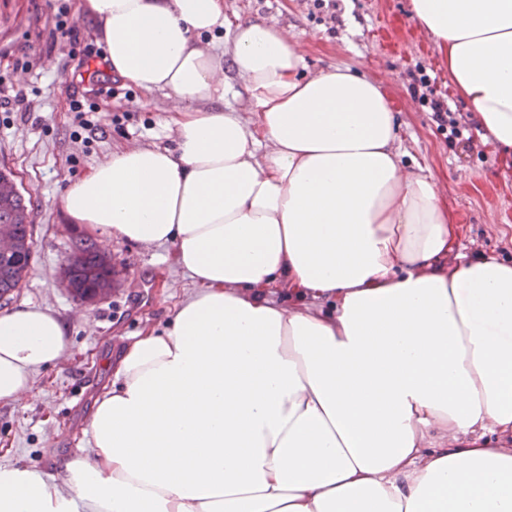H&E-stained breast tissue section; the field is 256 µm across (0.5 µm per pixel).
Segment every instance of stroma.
I'll use <instances>...</instances> for the list:
<instances>
[{
	"label": "stroma",
	"mask_w": 512,
	"mask_h": 512,
	"mask_svg": "<svg viewBox=\"0 0 512 512\" xmlns=\"http://www.w3.org/2000/svg\"><path fill=\"white\" fill-rule=\"evenodd\" d=\"M80 32L78 44L52 40L60 4ZM409 0H336L316 9L312 0H224L229 18H260L301 47L309 72L336 65L380 81L399 112L402 148L428 168L449 206L469 230L464 250L512 260V168L474 144L449 145L428 107L411 96L410 71L424 67L437 89L450 93L448 68L431 37L413 19ZM94 24L78 0H0V170L31 202V272L0 311L23 305L48 308L65 323L70 341L65 364L40 370L33 395L0 402V466L25 465L57 472L63 456L89 449L82 429L94 398L110 383L106 367L125 337L147 325L164 327L171 308L194 288L169 245L112 244L118 276L106 299L82 305L60 285L61 267L83 234L60 200L66 187L113 150L134 143L167 145L159 125L173 100L123 83L101 92L85 79L84 60L99 49ZM81 101L75 111L73 101Z\"/></svg>",
	"instance_id": "1"
}]
</instances>
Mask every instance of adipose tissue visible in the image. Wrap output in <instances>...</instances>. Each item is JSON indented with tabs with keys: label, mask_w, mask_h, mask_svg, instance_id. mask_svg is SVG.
<instances>
[{
	"label": "adipose tissue",
	"mask_w": 512,
	"mask_h": 512,
	"mask_svg": "<svg viewBox=\"0 0 512 512\" xmlns=\"http://www.w3.org/2000/svg\"><path fill=\"white\" fill-rule=\"evenodd\" d=\"M410 6L512 159V0ZM79 9L112 75L178 104L170 145L116 149L61 206L103 245H172L195 291L124 344L63 482L0 467V512H512V261L462 251L380 83L306 73L261 20L225 38L224 0ZM67 350L51 310L0 311V402Z\"/></svg>",
	"instance_id": "1"
}]
</instances>
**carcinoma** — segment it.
Here are the masks:
<instances>
[{
	"label": "carcinoma",
	"mask_w": 512,
	"mask_h": 512,
	"mask_svg": "<svg viewBox=\"0 0 512 512\" xmlns=\"http://www.w3.org/2000/svg\"><path fill=\"white\" fill-rule=\"evenodd\" d=\"M0 224H10L18 241L16 251L0 256V299L21 287L31 270L33 224L22 194L0 195ZM62 274L70 293L81 299L88 294L107 297L114 287L111 258L86 240L74 244Z\"/></svg>",
	"instance_id": "1"
}]
</instances>
